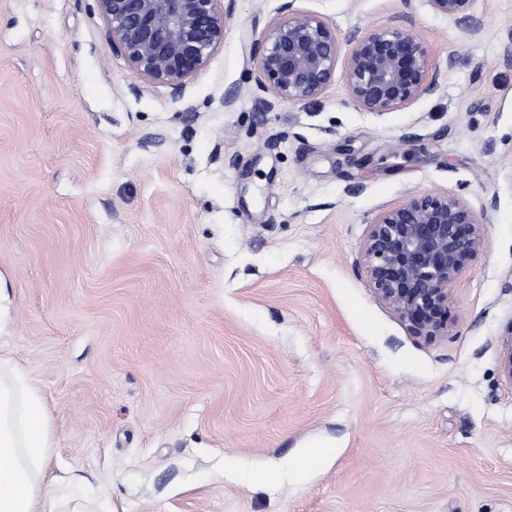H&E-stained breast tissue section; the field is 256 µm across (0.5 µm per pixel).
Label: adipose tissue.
<instances>
[{
  "label": "adipose tissue",
  "instance_id": "ef3b65f1",
  "mask_svg": "<svg viewBox=\"0 0 512 512\" xmlns=\"http://www.w3.org/2000/svg\"><path fill=\"white\" fill-rule=\"evenodd\" d=\"M52 446L50 415L25 370L0 356V512L62 510L48 493L47 459Z\"/></svg>",
  "mask_w": 512,
  "mask_h": 512
}]
</instances>
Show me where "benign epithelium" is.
<instances>
[{"label":"benign epithelium","instance_id":"7a95c632","mask_svg":"<svg viewBox=\"0 0 512 512\" xmlns=\"http://www.w3.org/2000/svg\"><path fill=\"white\" fill-rule=\"evenodd\" d=\"M112 48L149 82L180 93L224 45L236 0H95ZM431 9L473 35L482 31L479 0H427ZM257 44L258 88L298 104L324 94L341 73L347 102L375 115L405 109L435 93L455 65L441 68L410 28L355 30L341 40L322 17L294 8ZM487 212L454 193L417 194L381 210L363 242L358 270L381 303L417 337L448 331V286L484 244ZM512 379V326L501 345Z\"/></svg>","mask_w":512,"mask_h":512}]
</instances>
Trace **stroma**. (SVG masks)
I'll return each mask as SVG.
<instances>
[{"label":"stroma","mask_w":512,"mask_h":512,"mask_svg":"<svg viewBox=\"0 0 512 512\" xmlns=\"http://www.w3.org/2000/svg\"><path fill=\"white\" fill-rule=\"evenodd\" d=\"M284 2L236 0L177 94L113 50L95 0H0V354L52 417V491L88 512H512V0H481L477 36L427 0H296L452 65L382 116L340 82L270 104L253 45ZM446 192L490 222L447 334L418 338L356 261L382 208ZM311 444L336 454L264 480Z\"/></svg>","instance_id":"stroma-1"}]
</instances>
